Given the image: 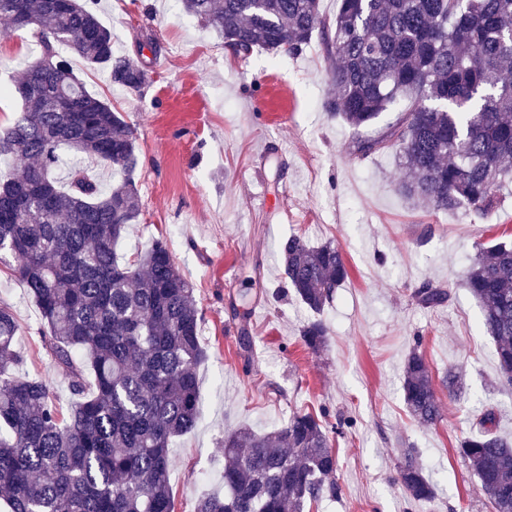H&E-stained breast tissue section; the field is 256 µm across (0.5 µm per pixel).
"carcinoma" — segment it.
I'll list each match as a JSON object with an SVG mask.
<instances>
[{
  "mask_svg": "<svg viewBox=\"0 0 512 512\" xmlns=\"http://www.w3.org/2000/svg\"><path fill=\"white\" fill-rule=\"evenodd\" d=\"M334 19L318 0H180L237 56L257 50L297 56L318 37L331 61L334 94L325 109L354 127L401 102L393 122L361 139V157L393 150L408 177L400 193L435 210L486 215L512 171V0H338ZM11 31L34 28L39 52L14 87L21 113L0 135V157L25 162L0 179V260L25 284L48 329L45 341L80 401L63 413L40 381L15 377L22 362L13 313L0 307V496L10 512H174L169 453L199 417V339L194 288L164 239L129 259L117 246L139 215L133 173L136 135L110 102L90 93L62 53L109 69L139 93L148 70L115 52L112 30L87 0H0ZM93 155L122 173L104 193L78 164L55 175L60 149ZM284 288L317 318L301 331L317 351L328 329L318 318L348 277L341 250L299 235L280 242ZM464 286L481 305L496 342L502 383L512 384V242L479 247ZM423 307L448 299L429 282L413 291ZM403 396L426 426L442 419L425 357H407ZM460 441L491 512H512V442L491 431ZM222 496L196 512H305L336 496V456L323 416L297 413L259 434L224 436ZM398 478L423 505L435 488L408 450Z\"/></svg>",
  "mask_w": 512,
  "mask_h": 512,
  "instance_id": "carcinoma-1",
  "label": "carcinoma"
}]
</instances>
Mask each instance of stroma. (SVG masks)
Returning a JSON list of instances; mask_svg holds the SVG:
<instances>
[{
  "label": "stroma",
  "instance_id": "35a3bbf8",
  "mask_svg": "<svg viewBox=\"0 0 512 512\" xmlns=\"http://www.w3.org/2000/svg\"><path fill=\"white\" fill-rule=\"evenodd\" d=\"M94 10L116 50L149 70L143 91L131 93L106 69L71 61L87 89L136 130L140 214L117 252L169 240L194 287L208 353L197 370V425L171 448L175 512H195L201 496L223 492L227 432L268 433L304 411L324 413L337 428L330 439L339 492L310 512H417L396 481L409 448L436 487L431 512H490L457 446L487 406L498 413L497 435L512 439V386L498 378L496 343L463 281L479 246L512 240V180L484 217L406 200L398 156L360 158L357 131L326 112L333 88L319 41L276 62L260 51L244 58L177 0H98ZM6 27L0 19V84L9 86L38 42L34 31L9 35ZM264 190L275 208H259ZM292 233L339 245L349 271L321 314L329 335L316 353L300 336L312 314L282 292L274 256ZM424 282L447 290V301L416 304L412 293ZM245 293L251 306L242 319L232 306ZM0 306L18 325L17 375L44 382L69 409L77 400L69 377L6 262ZM414 350L435 379L452 370L463 382L454 398L438 387L443 416L433 427L415 421L403 400V363Z\"/></svg>",
  "mask_w": 512,
  "mask_h": 512
}]
</instances>
